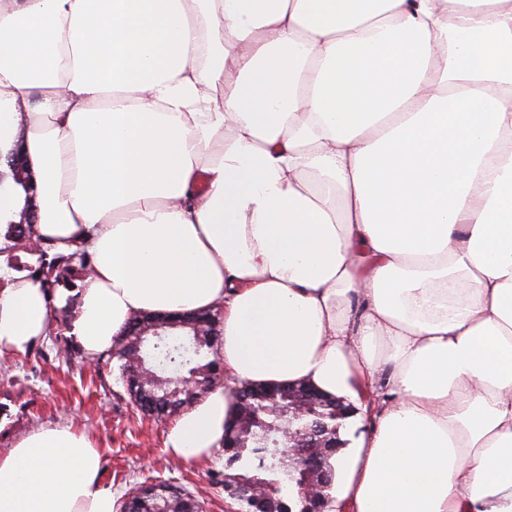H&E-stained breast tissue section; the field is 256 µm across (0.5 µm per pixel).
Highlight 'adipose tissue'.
<instances>
[{
  "instance_id": "adipose-tissue-1",
  "label": "adipose tissue",
  "mask_w": 512,
  "mask_h": 512,
  "mask_svg": "<svg viewBox=\"0 0 512 512\" xmlns=\"http://www.w3.org/2000/svg\"><path fill=\"white\" fill-rule=\"evenodd\" d=\"M34 235L91 268L90 359L133 316L222 311L224 383L170 428L224 444L243 383L374 427L329 512H512V0H0V153ZM0 356L53 329L0 254ZM87 431L0 452V512H118Z\"/></svg>"
}]
</instances>
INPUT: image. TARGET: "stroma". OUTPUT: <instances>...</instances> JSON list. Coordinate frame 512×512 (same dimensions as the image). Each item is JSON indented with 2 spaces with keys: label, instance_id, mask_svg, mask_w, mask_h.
<instances>
[{
  "label": "stroma",
  "instance_id": "stroma-1",
  "mask_svg": "<svg viewBox=\"0 0 512 512\" xmlns=\"http://www.w3.org/2000/svg\"><path fill=\"white\" fill-rule=\"evenodd\" d=\"M76 302L73 286L56 288V332L25 356L0 358V451L39 426L71 422L94 437L103 457L101 483L118 499L164 481L190 491L203 512H241L221 485L223 450L196 462H173L165 451L169 421L143 415L127 393L118 361L85 359L64 334L62 324Z\"/></svg>",
  "mask_w": 512,
  "mask_h": 512
}]
</instances>
